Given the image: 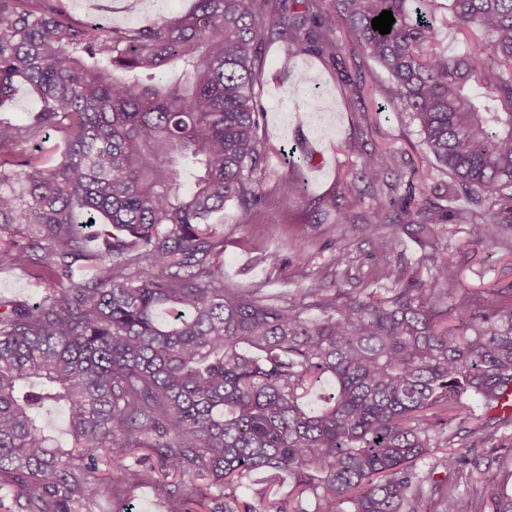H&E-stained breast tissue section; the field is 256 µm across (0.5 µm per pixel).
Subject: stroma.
<instances>
[{
	"label": "stroma",
	"mask_w": 512,
	"mask_h": 512,
	"mask_svg": "<svg viewBox=\"0 0 512 512\" xmlns=\"http://www.w3.org/2000/svg\"><path fill=\"white\" fill-rule=\"evenodd\" d=\"M77 20L93 21L120 28H137L160 22L188 11L193 0H63ZM286 52L284 43L271 40L263 58L264 121L258 131L266 161L259 173L264 191L270 192L271 210L277 222L268 225L264 216L254 223L240 224L234 212L224 215V280L236 288L263 286L275 298H300L311 280L334 286L336 276L331 259L336 250H345L354 261L352 274L362 277L374 264L372 246L363 224H340L335 215L316 219L315 199L341 194L362 157L369 151H390L402 172L428 164V153L418 127L405 112H365L360 101L346 93L347 80H365L367 85H383L386 75L351 40H344L336 60L312 54L295 59V70L307 81V94H292L289 80L280 70ZM333 116L331 124L302 126L300 112L309 101ZM302 126L318 165L306 170L300 192L281 198L279 183L291 174L288 151L294 147L292 131ZM448 230L458 248L456 260L470 289H478L496 279L512 280V256L498 250L471 255V227L452 224ZM278 253L281 264L268 261ZM48 282L19 268L0 267V299L18 303L40 301L50 290ZM94 512H166L153 486L139 487L132 495L95 502Z\"/></svg>",
	"instance_id": "obj_1"
}]
</instances>
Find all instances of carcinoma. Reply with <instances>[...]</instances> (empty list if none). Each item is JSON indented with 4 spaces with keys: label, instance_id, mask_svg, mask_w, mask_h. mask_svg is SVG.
<instances>
[{
    "label": "carcinoma",
    "instance_id": "cac0c4a2",
    "mask_svg": "<svg viewBox=\"0 0 512 512\" xmlns=\"http://www.w3.org/2000/svg\"><path fill=\"white\" fill-rule=\"evenodd\" d=\"M388 34L372 28L384 11ZM461 36L450 57L442 32ZM387 75L386 105L408 112L432 157L410 173L448 174L445 209L429 198L391 210V153L368 152L350 189L319 214L363 223L377 263L348 288L312 280L308 302L224 285V235L249 224L264 191L258 130L267 37L281 68L313 53L336 59L338 31ZM41 107L0 121V149L60 134L53 167L0 153V266L68 285L35 304L0 300V483L17 512H92L143 484L171 512H512L498 474L512 461V281L462 283L441 247L448 225L479 227L474 244L512 250V0H194L139 28L80 23L55 0H0V106L18 83ZM79 224H108L87 249ZM403 232L424 252L412 263ZM30 234L27 249L9 237ZM90 264L75 280L72 265ZM317 315H309V311ZM319 409L304 398L322 376ZM67 412L68 445L45 424ZM459 439L460 451H448ZM137 464L98 474L102 452ZM431 460L428 468L420 463ZM475 471L470 495L438 469ZM179 475L176 482L157 477Z\"/></svg>",
    "mask_w": 512,
    "mask_h": 512
}]
</instances>
